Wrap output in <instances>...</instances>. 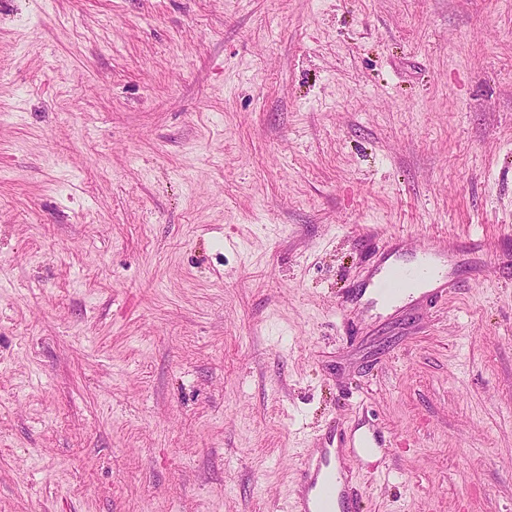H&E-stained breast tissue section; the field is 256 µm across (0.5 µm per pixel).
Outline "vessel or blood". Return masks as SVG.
Here are the masks:
<instances>
[{
	"label": "vessel or blood",
	"mask_w": 512,
	"mask_h": 512,
	"mask_svg": "<svg viewBox=\"0 0 512 512\" xmlns=\"http://www.w3.org/2000/svg\"><path fill=\"white\" fill-rule=\"evenodd\" d=\"M450 242L433 238L418 256L404 258L392 243H384L365 290L395 300L415 284L424 285L421 299L435 303L445 299L457 280L448 269ZM391 439L376 429L360 437L349 436L337 448H304L299 452L294 488L287 512H359L361 497L353 487L349 458L365 460L386 455Z\"/></svg>",
	"instance_id": "b4317fda"
}]
</instances>
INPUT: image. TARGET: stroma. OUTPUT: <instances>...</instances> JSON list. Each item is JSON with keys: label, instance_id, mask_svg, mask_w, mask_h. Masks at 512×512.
<instances>
[{"label": "stroma", "instance_id": "1", "mask_svg": "<svg viewBox=\"0 0 512 512\" xmlns=\"http://www.w3.org/2000/svg\"><path fill=\"white\" fill-rule=\"evenodd\" d=\"M507 235L512 0H0V512H512V282L349 302ZM457 247L445 240L432 238L418 254L404 259L396 247L386 241L379 253L374 272L371 274L361 292L373 291L382 299L395 300L403 296L413 284H428L419 298L426 303H436L448 297L449 286L458 281L454 273L447 270L448 255L451 248ZM373 297L372 294L365 298ZM342 430L341 448H300L287 512H360L361 497L353 487L348 457L362 461L381 455L382 460L392 443L390 436L377 428L359 438L354 434L347 437L345 428Z\"/></svg>", "mask_w": 512, "mask_h": 512}]
</instances>
